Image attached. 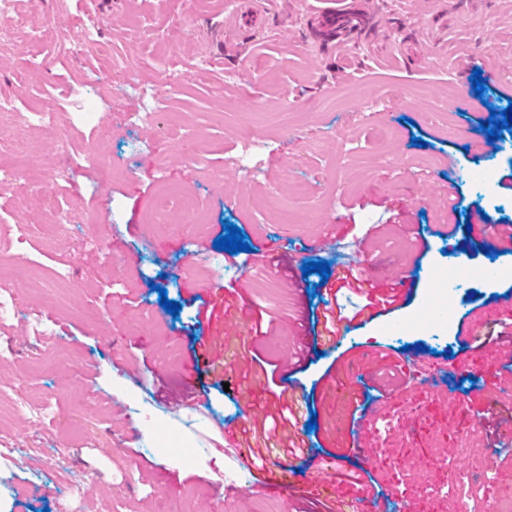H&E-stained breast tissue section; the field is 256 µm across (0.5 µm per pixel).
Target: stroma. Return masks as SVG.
<instances>
[{
  "label": "stroma",
  "mask_w": 512,
  "mask_h": 512,
  "mask_svg": "<svg viewBox=\"0 0 512 512\" xmlns=\"http://www.w3.org/2000/svg\"><path fill=\"white\" fill-rule=\"evenodd\" d=\"M261 2L262 17L234 47L224 34L237 25L238 0H14L0 21V103H10L17 134L0 141V276L18 291L14 312L0 315V512H318L323 502L341 512L405 503L448 512L447 497L425 495L423 468L463 458L474 469L487 454L504 455L497 470L512 490V440L470 439L477 416L512 420V386L477 398L485 381L512 374L490 348L512 338V248L470 229L482 213L512 222V149H502L512 131L491 151L471 147L491 111L512 103V0H366L370 20L342 35L341 51L309 28L349 0ZM90 27L94 46H56L58 34L79 39ZM141 81L165 110L129 127L122 114L136 107ZM394 84L405 100L389 99ZM37 112L58 113L60 128L38 126ZM248 138L263 146L253 184L232 165ZM485 169L493 178L482 186ZM269 187L282 208L267 202ZM165 188L187 193L202 223L176 212L173 232L150 223ZM448 192L455 253L436 216ZM60 218L66 252L44 231ZM224 221L264 257L213 264ZM339 237L358 241L379 292L398 276L403 292L395 310L346 328L334 351L291 366L324 333L321 277L302 265L326 261L339 273L348 259ZM451 261L494 263L506 275L464 282L448 338L435 341L409 323ZM163 294L180 303L178 315L160 305ZM469 322L471 342L459 335ZM201 340L214 366L193 385L210 389L207 417L171 420L164 401L183 391ZM358 349L392 358L347 375ZM402 356L443 365L425 376L461 404L411 390L362 438L382 400L380 374ZM246 393L264 413L288 400L315 415V430L297 428L306 452L293 469L339 456L342 471L370 473L371 502L294 480L276 496L252 495L241 481L218 504L208 459H186L167 440L151 447L142 411L199 442L207 428L243 426ZM40 398L48 412L24 413Z\"/></svg>",
  "instance_id": "stroma-1"
}]
</instances>
